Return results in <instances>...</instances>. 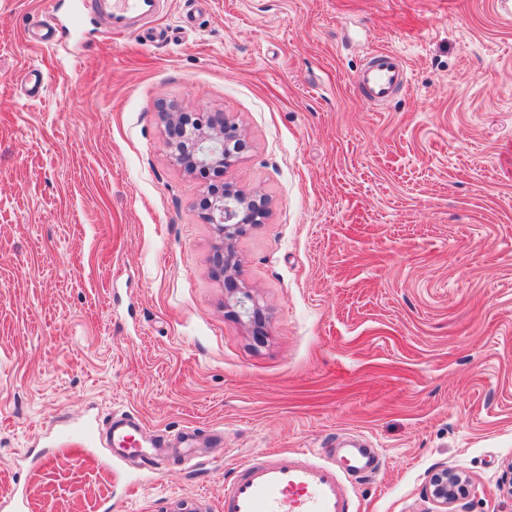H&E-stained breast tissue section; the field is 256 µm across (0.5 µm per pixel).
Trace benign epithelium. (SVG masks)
Here are the masks:
<instances>
[{"mask_svg":"<svg viewBox=\"0 0 512 512\" xmlns=\"http://www.w3.org/2000/svg\"><path fill=\"white\" fill-rule=\"evenodd\" d=\"M166 143L174 162L187 171L197 168H221L235 165L245 143L239 128L222 112H199L193 120L188 113L175 109L163 112ZM204 219L214 226L216 244L212 270L224 282L225 291L239 314L257 325L261 309L250 289L237 280L238 259L235 241L246 227L261 224L269 213L268 199L256 192L246 193L226 183L207 189L201 200ZM429 494L443 509L465 494L460 475L446 469L433 474Z\"/></svg>","mask_w":512,"mask_h":512,"instance_id":"benign-epithelium-1","label":"benign epithelium"}]
</instances>
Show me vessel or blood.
Returning a JSON list of instances; mask_svg holds the SVG:
<instances>
[{
  "mask_svg": "<svg viewBox=\"0 0 512 512\" xmlns=\"http://www.w3.org/2000/svg\"><path fill=\"white\" fill-rule=\"evenodd\" d=\"M94 8L112 34L123 36L155 14L157 0H94ZM356 84L371 101L382 102L407 86V70L397 53L379 51ZM223 512H350V497L335 466L312 464L293 452L244 468L224 489Z\"/></svg>",
  "mask_w": 512,
  "mask_h": 512,
  "instance_id": "b4317fda",
  "label": "vessel or blood"
}]
</instances>
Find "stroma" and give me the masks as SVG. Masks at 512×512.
<instances>
[{
    "label": "stroma",
    "mask_w": 512,
    "mask_h": 512,
    "mask_svg": "<svg viewBox=\"0 0 512 512\" xmlns=\"http://www.w3.org/2000/svg\"><path fill=\"white\" fill-rule=\"evenodd\" d=\"M75 3L0 0V494L222 512L247 464L341 469L358 439L379 467L347 476L354 512H437L441 469L453 512H512V0H159L119 38ZM377 48L409 77L381 105L354 86ZM161 102L244 136L223 179L270 202L235 243L261 331ZM121 414L167 438L158 467L61 438ZM429 494L441 508L445 509L439 512H447L448 505L456 502L461 495L465 494V484L459 474L443 469L431 477Z\"/></svg>",
    "instance_id": "35a3bbf8"
}]
</instances>
